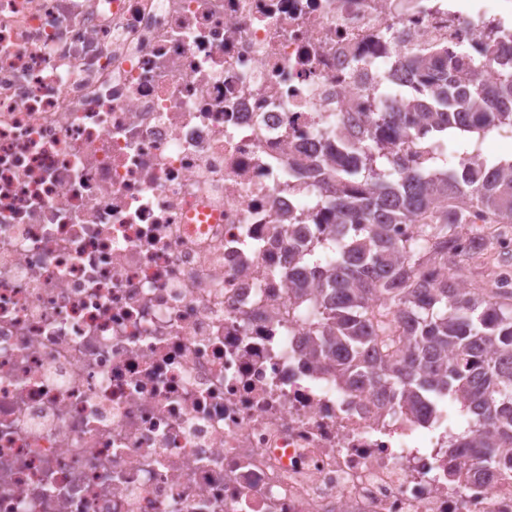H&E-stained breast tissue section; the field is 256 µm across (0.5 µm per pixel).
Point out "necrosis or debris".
I'll return each mask as SVG.
<instances>
[{
	"label": "necrosis or debris",
	"instance_id": "necrosis-or-debris-1",
	"mask_svg": "<svg viewBox=\"0 0 512 512\" xmlns=\"http://www.w3.org/2000/svg\"><path fill=\"white\" fill-rule=\"evenodd\" d=\"M501 0H0V512H512L310 358L322 129ZM468 479H448L449 464Z\"/></svg>",
	"mask_w": 512,
	"mask_h": 512
}]
</instances>
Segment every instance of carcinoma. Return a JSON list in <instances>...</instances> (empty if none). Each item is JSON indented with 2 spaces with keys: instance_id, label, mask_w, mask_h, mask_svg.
Here are the masks:
<instances>
[{
  "instance_id": "obj_1",
  "label": "carcinoma",
  "mask_w": 512,
  "mask_h": 512,
  "mask_svg": "<svg viewBox=\"0 0 512 512\" xmlns=\"http://www.w3.org/2000/svg\"><path fill=\"white\" fill-rule=\"evenodd\" d=\"M407 112L379 109L336 141V189H325L336 223L302 257L318 280L310 312L314 353L343 383L387 388L412 416L424 401L463 399L472 434L448 445V480L467 448L488 470H512V288L465 287L462 272L512 236V156L490 158L466 127L512 139V68L486 75L464 51L412 57ZM437 132L418 161L412 136ZM406 134L398 152L387 142ZM392 224H413L400 241ZM403 321L407 340L389 360L366 350Z\"/></svg>"
}]
</instances>
